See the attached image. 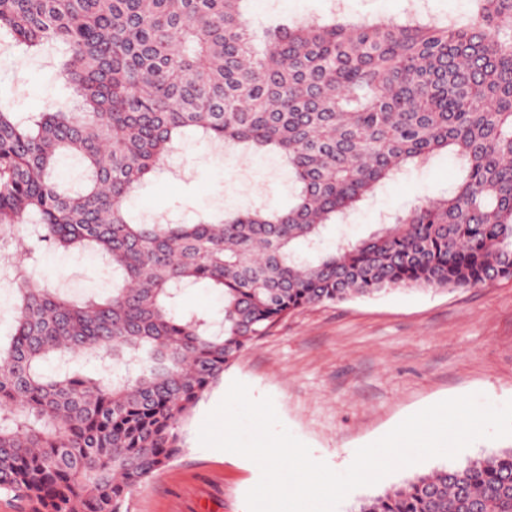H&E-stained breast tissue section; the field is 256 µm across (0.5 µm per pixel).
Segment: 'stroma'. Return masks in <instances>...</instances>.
<instances>
[{
	"label": "stroma",
	"mask_w": 512,
	"mask_h": 512,
	"mask_svg": "<svg viewBox=\"0 0 512 512\" xmlns=\"http://www.w3.org/2000/svg\"><path fill=\"white\" fill-rule=\"evenodd\" d=\"M408 10L407 0H251L248 17L261 30L295 18L377 19ZM0 92L16 112H40L65 96L49 57L3 46ZM459 182L456 159L437 154L380 187L330 239L364 236L420 201L450 194ZM290 186L280 160L222 158L193 136L135 193L128 210L191 223L222 208L287 203ZM32 271L77 296L109 285L108 274L85 253L41 251ZM236 380L252 398H272L282 424L315 460L345 471L358 448L434 403L473 393L496 406L512 400V279L453 290L403 289L288 316L225 369L185 421L182 453L133 492L127 512H247L245 495L260 478L259 466L199 441L207 415ZM510 448L512 436L478 439L456 458H429L352 490L336 512H351L360 500L432 469Z\"/></svg>",
	"instance_id": "stroma-1"
}]
</instances>
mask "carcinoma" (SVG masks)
Wrapping results in <instances>:
<instances>
[{"label": "carcinoma", "mask_w": 512, "mask_h": 512, "mask_svg": "<svg viewBox=\"0 0 512 512\" xmlns=\"http://www.w3.org/2000/svg\"><path fill=\"white\" fill-rule=\"evenodd\" d=\"M250 0H0V46L51 53L65 104L21 116L0 95V228L29 225L0 335V495L24 512H123L182 451L224 370L289 315L397 289L512 278V0L464 23L301 21L262 34ZM273 154L288 205L145 223L126 202L190 134ZM462 178L366 238L329 226L439 152ZM82 187L60 180L66 160ZM89 252L106 296L23 271ZM222 319L179 309L192 285ZM354 512H512V449L438 468Z\"/></svg>", "instance_id": "carcinoma-1"}]
</instances>
